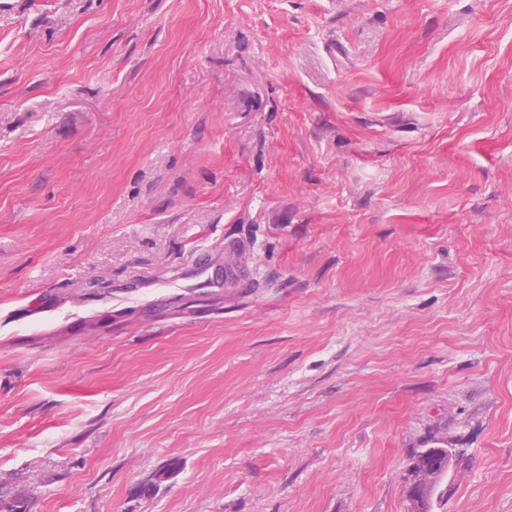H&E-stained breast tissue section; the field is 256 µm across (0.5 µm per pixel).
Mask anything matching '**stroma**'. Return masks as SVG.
I'll list each match as a JSON object with an SVG mask.
<instances>
[{"label": "stroma", "mask_w": 512, "mask_h": 512, "mask_svg": "<svg viewBox=\"0 0 512 512\" xmlns=\"http://www.w3.org/2000/svg\"><path fill=\"white\" fill-rule=\"evenodd\" d=\"M415 448L512 512V0H0V494L407 512ZM432 455H436L439 457L440 463L445 461L448 456V471L451 469L454 463V459L457 456V452L448 451V448H415L412 450L410 454V475L412 477V482L416 476V468L418 467V463L421 462L425 457H429ZM411 482V483H412ZM410 483V484H411Z\"/></svg>", "instance_id": "35a3bbf8"}]
</instances>
